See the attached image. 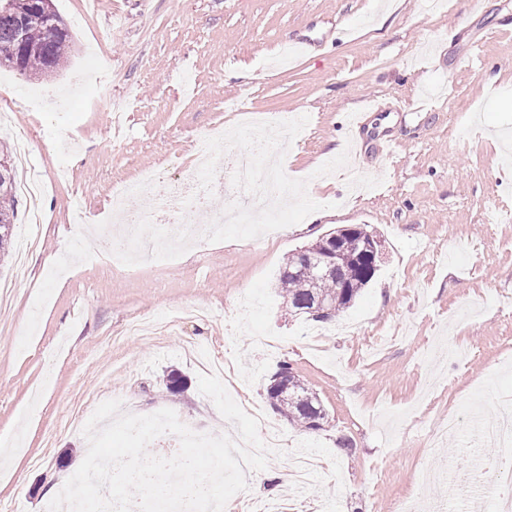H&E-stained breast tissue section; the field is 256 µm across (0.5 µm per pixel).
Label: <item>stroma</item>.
Masks as SVG:
<instances>
[{"mask_svg": "<svg viewBox=\"0 0 512 512\" xmlns=\"http://www.w3.org/2000/svg\"><path fill=\"white\" fill-rule=\"evenodd\" d=\"M392 2L100 0L91 13L83 0H53L73 38L63 69L29 78L0 68V145L28 147L46 215L27 280L0 304V436L16 438L0 464V508L45 512L86 456L75 405L95 394L235 435L199 391L200 369L182 352L193 342L230 367L225 386L242 408L269 412L264 390L286 361L326 409L313 432L272 414L285 455L248 474L246 498H276L274 474L306 448L339 474L310 492L332 512H396L408 498L494 512L488 496L471 500L429 476L487 457L473 405L512 407V308L502 306L512 298V0H447L431 13L421 0ZM491 28L500 36L485 39ZM301 38L304 53L290 47ZM97 57L110 67L106 97ZM65 88V127L16 106ZM374 96L389 120L349 126ZM250 115L308 116L283 168L307 180L320 216L255 239H201L177 259L129 269L94 250V231L76 230L79 213L106 226L120 182L147 170L190 175L199 132ZM65 131L77 152L55 150ZM384 136L402 141L398 164L378 151ZM355 141L347 167L317 176ZM355 224L382 241L376 279L336 322L289 316L277 288L288 256ZM186 307L208 316L177 320ZM140 317L162 330L125 335ZM173 370L187 381L179 395L166 388ZM452 412L457 434L432 446Z\"/></svg>", "mask_w": 512, "mask_h": 512, "instance_id": "1", "label": "stroma"}]
</instances>
